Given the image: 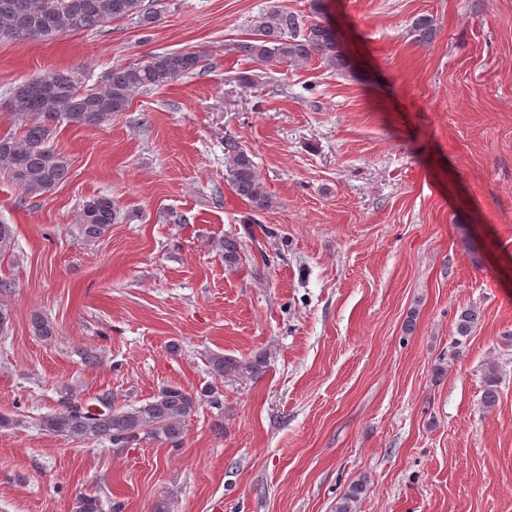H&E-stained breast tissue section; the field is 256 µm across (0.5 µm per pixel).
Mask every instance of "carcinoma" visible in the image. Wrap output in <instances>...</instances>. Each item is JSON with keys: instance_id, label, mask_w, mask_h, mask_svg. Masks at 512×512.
<instances>
[{"instance_id": "obj_1", "label": "carcinoma", "mask_w": 512, "mask_h": 512, "mask_svg": "<svg viewBox=\"0 0 512 512\" xmlns=\"http://www.w3.org/2000/svg\"><path fill=\"white\" fill-rule=\"evenodd\" d=\"M119 19H134L141 27H151L156 12L144 0H0V31L13 30L12 41L51 39L58 35L93 32ZM413 31L418 41L428 42L435 34L434 20L417 17ZM229 51L255 62H288L294 65L319 58L325 67L343 71L350 63L329 24H307L301 16L271 10L254 17L250 37L230 44ZM202 62L197 51H174L153 55L144 63L118 65L103 73L96 86L83 89L85 76L75 69L48 72L24 80L10 90L12 115L21 124L19 133L0 136V172L10 176L27 196L45 195L67 180L68 157L49 145L53 126L60 123L78 127L104 124L126 111L132 100L151 89H159L194 72ZM226 181L234 194L251 210L269 211L275 201L262 180L253 153L237 137H224ZM118 211L111 199L92 197L83 202L77 230L93 243L116 223ZM15 231L0 224V257L13 256ZM224 265L235 268L241 261L242 244L227 235L219 242ZM472 308L460 312L456 334L467 337L479 322ZM268 354L243 359L222 353L208 355L210 374L224 382L239 378L259 379L268 369ZM499 378L494 369L485 374L482 403L496 406ZM200 398L178 385H168L140 405H104L96 413L79 401L69 400L63 408L44 416L40 426L65 441H109L117 448L129 442H153L177 446L185 422L195 413ZM367 481L352 482L336 504V512H355L365 495Z\"/></svg>"}]
</instances>
